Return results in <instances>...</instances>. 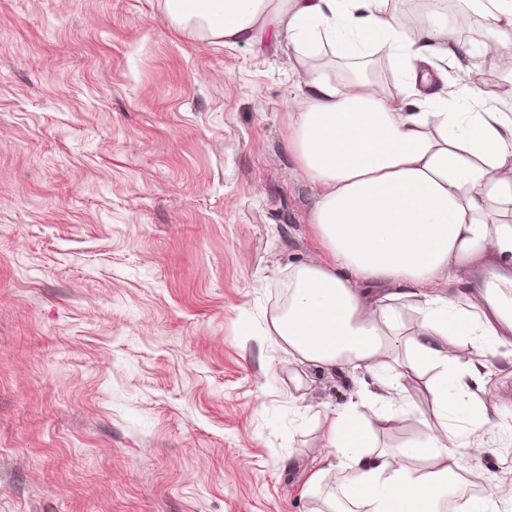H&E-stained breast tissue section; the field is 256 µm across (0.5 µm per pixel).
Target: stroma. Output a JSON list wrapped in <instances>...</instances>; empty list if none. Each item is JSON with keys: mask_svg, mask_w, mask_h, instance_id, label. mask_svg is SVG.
<instances>
[{"mask_svg": "<svg viewBox=\"0 0 512 512\" xmlns=\"http://www.w3.org/2000/svg\"><path fill=\"white\" fill-rule=\"evenodd\" d=\"M298 69L166 0H0V512H320V419L370 378L261 332L321 253ZM490 369L501 426L463 496L512 480V345ZM394 391L392 450L437 419L423 380Z\"/></svg>", "mask_w": 512, "mask_h": 512, "instance_id": "stroma-1", "label": "stroma"}]
</instances>
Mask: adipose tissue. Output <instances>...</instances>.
<instances>
[{
	"label": "adipose tissue",
	"instance_id": "adipose-tissue-1",
	"mask_svg": "<svg viewBox=\"0 0 512 512\" xmlns=\"http://www.w3.org/2000/svg\"><path fill=\"white\" fill-rule=\"evenodd\" d=\"M386 2L168 0L177 24L197 22L233 44L256 45L271 29L300 56L325 44L353 59L360 45L400 69L386 91L356 69L339 79L311 67L289 98L288 149L312 189L310 222L327 257L289 272L288 309L266 334L295 361L352 364L377 383L324 418L304 490L344 469L326 512H440L462 452L484 453L483 435L498 425L494 395L473 398L469 387L512 327L495 295L464 290L475 261L512 252V66L495 91L449 81L448 64L478 66L455 22L409 32ZM405 306L424 312L417 331L401 320ZM460 329L478 343L449 356L448 335ZM413 374L426 377L438 422L393 454L376 431L400 414L390 377Z\"/></svg>",
	"mask_w": 512,
	"mask_h": 512
}]
</instances>
